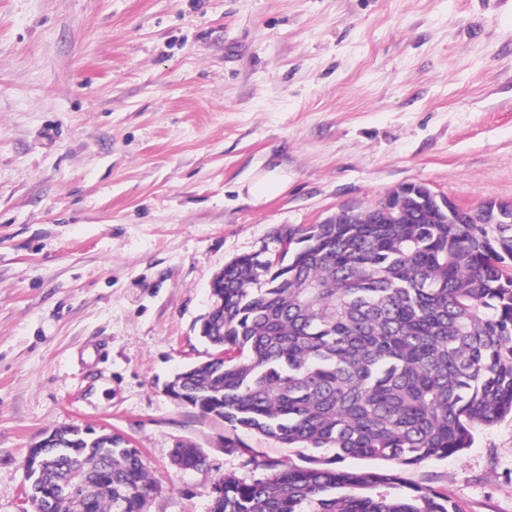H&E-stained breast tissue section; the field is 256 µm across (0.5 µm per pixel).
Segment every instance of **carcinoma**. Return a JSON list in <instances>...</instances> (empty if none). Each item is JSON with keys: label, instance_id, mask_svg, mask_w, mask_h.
<instances>
[{"label": "carcinoma", "instance_id": "cac0c4a2", "mask_svg": "<svg viewBox=\"0 0 512 512\" xmlns=\"http://www.w3.org/2000/svg\"><path fill=\"white\" fill-rule=\"evenodd\" d=\"M303 224L286 268L256 254L224 265L199 337L222 355L184 369L178 402L283 444L330 457L285 465L250 483L223 479L210 512H461L448 494L405 485L397 471L469 448L478 426L512 414V224H448L410 198L398 218ZM44 446L49 480L78 469L112 480V497L53 512H142L153 490L123 438L100 447ZM346 458L392 469L337 466ZM182 468L201 461L181 446Z\"/></svg>", "mask_w": 512, "mask_h": 512}]
</instances>
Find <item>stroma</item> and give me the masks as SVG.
I'll use <instances>...</instances> for the list:
<instances>
[{
    "mask_svg": "<svg viewBox=\"0 0 512 512\" xmlns=\"http://www.w3.org/2000/svg\"><path fill=\"white\" fill-rule=\"evenodd\" d=\"M273 162L287 191L241 198ZM407 183L512 203V0H0V512L62 426L136 443L145 512L305 464L164 386L204 359L226 263ZM400 477L512 512V416Z\"/></svg>",
    "mask_w": 512,
    "mask_h": 512,
    "instance_id": "1",
    "label": "stroma"
}]
</instances>
